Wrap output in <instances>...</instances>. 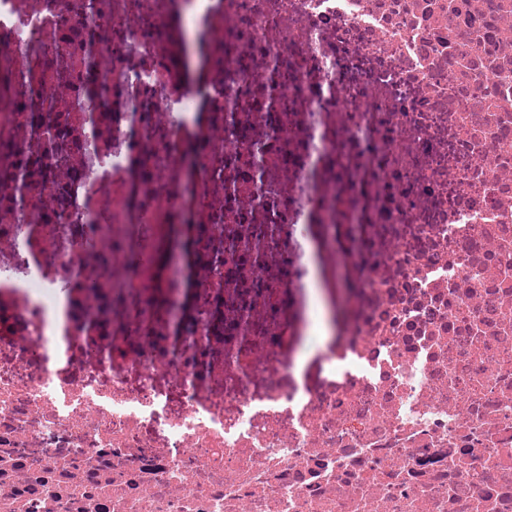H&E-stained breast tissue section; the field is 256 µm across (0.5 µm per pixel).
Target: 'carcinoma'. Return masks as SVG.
Segmentation results:
<instances>
[{"mask_svg":"<svg viewBox=\"0 0 512 512\" xmlns=\"http://www.w3.org/2000/svg\"><path fill=\"white\" fill-rule=\"evenodd\" d=\"M114 2L18 0L19 11L38 18L39 24L17 52L12 29L0 27V116L12 121L8 134L0 135V225L7 214L15 224H60L71 207L95 212L111 224L135 225L148 212L153 224L182 233L181 250L195 255L199 239L192 233L213 234L224 228V113L213 111L209 101L201 104L195 128L170 173L176 183L183 175L196 178L193 213L182 229L173 227L163 197H144L103 175L92 180L85 171L86 134L110 150L113 127L124 120L115 111L117 92L107 79H88V38L104 50L112 46ZM181 30L175 0H167L164 20L147 30L170 78L186 69L188 48L174 38ZM197 41L198 69L221 70L224 27L215 13L202 15ZM159 98L163 95L145 94L141 111L135 113L140 136L126 141L127 154L143 181L155 179L160 162L154 150L162 126L155 112ZM201 155L214 165L213 175L202 178L196 171Z\"/></svg>","mask_w":512,"mask_h":512,"instance_id":"1","label":"carcinoma"}]
</instances>
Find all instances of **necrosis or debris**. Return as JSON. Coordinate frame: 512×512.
I'll return each mask as SVG.
<instances>
[{
  "label": "necrosis or debris",
  "mask_w": 512,
  "mask_h": 512,
  "mask_svg": "<svg viewBox=\"0 0 512 512\" xmlns=\"http://www.w3.org/2000/svg\"><path fill=\"white\" fill-rule=\"evenodd\" d=\"M224 115V280L174 337V236L96 214L0 226V512H512V0H208ZM114 14L122 109L167 76ZM124 240L122 329L61 301ZM329 341L296 378L288 303ZM95 326L81 367L69 349Z\"/></svg>",
  "instance_id": "4bbe7bcc"
}]
</instances>
